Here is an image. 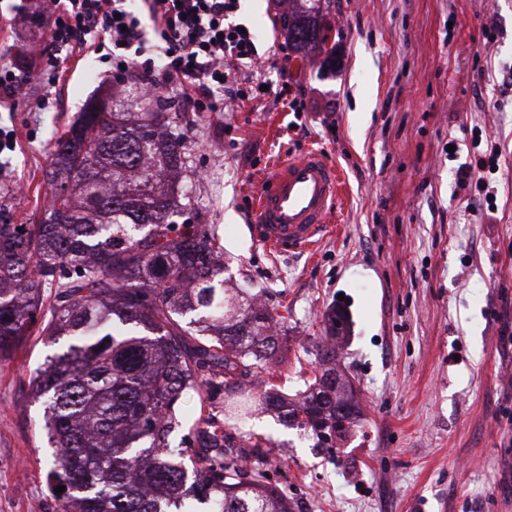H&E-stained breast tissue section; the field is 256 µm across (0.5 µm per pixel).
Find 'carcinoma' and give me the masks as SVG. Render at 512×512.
I'll return each mask as SVG.
<instances>
[{"label":"carcinoma","mask_w":512,"mask_h":512,"mask_svg":"<svg viewBox=\"0 0 512 512\" xmlns=\"http://www.w3.org/2000/svg\"><path fill=\"white\" fill-rule=\"evenodd\" d=\"M281 21L295 52H325L315 13ZM180 120L159 100L139 119L115 106L82 112L55 138L37 223H11L0 204V363L32 336L66 340L32 379L61 512H294L260 467L270 450L237 444L205 391L239 397L225 407L233 420L272 408L318 446L346 436L360 412L337 381L334 346L318 352L299 398L276 392L286 317L224 288L219 239L176 221L178 183L192 173ZM325 330L340 341L344 314L330 310ZM241 375L264 390L244 391ZM189 390L200 398L195 447L175 449Z\"/></svg>","instance_id":"cac0c4a2"}]
</instances>
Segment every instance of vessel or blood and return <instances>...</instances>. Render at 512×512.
<instances>
[{"mask_svg":"<svg viewBox=\"0 0 512 512\" xmlns=\"http://www.w3.org/2000/svg\"><path fill=\"white\" fill-rule=\"evenodd\" d=\"M339 191V174L320 152L288 158L269 175L256 199L260 243L280 252L310 250L329 230Z\"/></svg>","mask_w":512,"mask_h":512,"instance_id":"obj_1","label":"vessel or blood"}]
</instances>
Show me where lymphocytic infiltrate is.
<instances>
[{"label":"lymphocytic infiltrate","instance_id":"f902f5d3","mask_svg":"<svg viewBox=\"0 0 512 512\" xmlns=\"http://www.w3.org/2000/svg\"><path fill=\"white\" fill-rule=\"evenodd\" d=\"M21 0L13 12L26 20L41 15L52 42L61 49L96 39L107 51L116 76H130L149 89L189 88L186 107L191 112H215L220 101L263 96L261 80L232 78L225 60L250 67L257 50L250 32L231 23L240 0ZM164 50V63L146 58L148 35Z\"/></svg>","mask_w":512,"mask_h":512}]
</instances>
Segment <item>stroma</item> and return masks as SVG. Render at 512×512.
Returning <instances> with one entry per match:
<instances>
[{
	"instance_id": "35a3bbf8",
	"label": "stroma",
	"mask_w": 512,
	"mask_h": 512,
	"mask_svg": "<svg viewBox=\"0 0 512 512\" xmlns=\"http://www.w3.org/2000/svg\"><path fill=\"white\" fill-rule=\"evenodd\" d=\"M0 0V59L26 85L0 101V203L28 224L46 196L50 140L112 85L85 48L60 51L45 28L14 26ZM306 0H241L231 21L255 35L261 77L287 62L304 109L271 97L225 100L178 128L193 173L181 192L192 223L224 248L227 286L262 291L287 313L276 385L304 390L328 309L350 332L337 367L362 417L330 448L276 412L232 422L268 448L264 469L296 512H512V0H333V54L295 53L282 12ZM58 54L45 85L39 54ZM500 153L479 187L461 170ZM340 169L338 228L315 252L272 253L256 240L254 198L274 164L307 150ZM49 347L29 338L0 364V512H60L33 372Z\"/></svg>"
}]
</instances>
